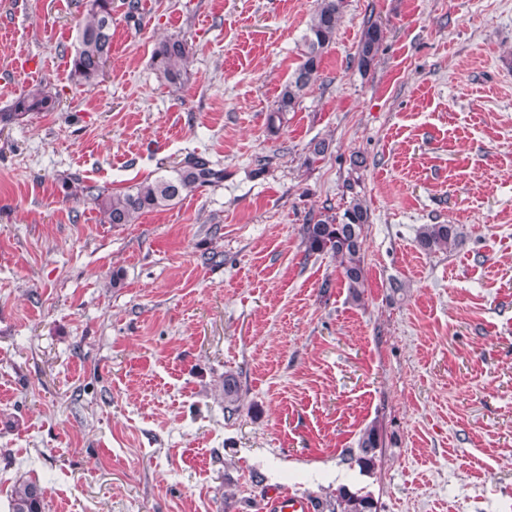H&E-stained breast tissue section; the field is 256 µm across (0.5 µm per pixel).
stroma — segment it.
<instances>
[{"instance_id": "1", "label": "stroma", "mask_w": 512, "mask_h": 512, "mask_svg": "<svg viewBox=\"0 0 512 512\" xmlns=\"http://www.w3.org/2000/svg\"><path fill=\"white\" fill-rule=\"evenodd\" d=\"M114 2L112 57L78 89L82 0H0V110L39 83L60 100L0 123V512L29 477L45 512H262L273 487L341 486L379 512H512V0H345L276 131L317 0H145L135 20ZM170 36L189 45L178 87L151 59ZM190 154L223 182L134 223L83 192ZM354 196L358 304L302 235ZM423 224L464 242L422 254ZM372 424L367 473L349 451ZM382 41V30L373 21L367 20L364 24L361 40L357 50V65L367 71L371 68Z\"/></svg>"}]
</instances>
